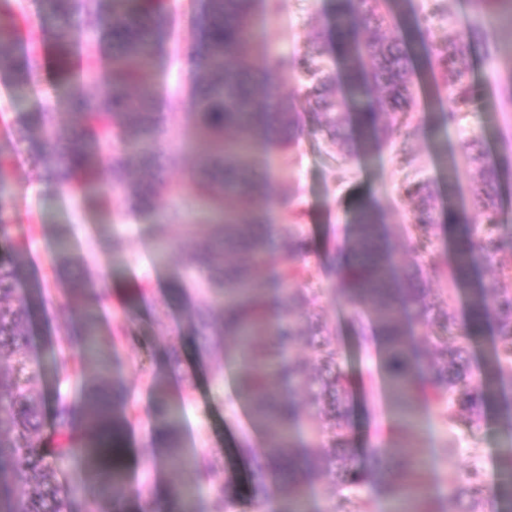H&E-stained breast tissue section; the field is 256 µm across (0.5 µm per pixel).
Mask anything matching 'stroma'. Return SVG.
Returning a JSON list of instances; mask_svg holds the SVG:
<instances>
[{
  "mask_svg": "<svg viewBox=\"0 0 512 512\" xmlns=\"http://www.w3.org/2000/svg\"><path fill=\"white\" fill-rule=\"evenodd\" d=\"M15 16L20 43L41 45V77L37 94L18 100L8 77L0 75V153L9 157L12 195L8 201L12 219L7 239H0V257L25 250L27 258L18 270L17 300L28 303L30 354L42 367L35 389L44 400V443L64 444L53 419L57 396L77 401L82 384L102 379L121 380L136 417L126 443L130 454L125 468L128 488L122 497L125 512H147L149 492L196 484L193 512H211L209 483L193 471L172 466L155 457L150 446L156 423L151 380L163 381L168 401L182 405L181 451L204 458L239 493L238 512H281L283 488L261 466L263 432L250 418L238 396L236 369L229 356L233 338L202 349L189 311L220 301L219 293L192 292L184 300L171 286L185 275L186 257L213 231V215L206 202H198L190 221L169 227L172 247L159 252L149 220L129 215L122 200L109 197L108 163L98 164L93 174L63 191L41 179L44 160L29 149L37 137L38 107L49 102L55 123L75 124L68 107L69 84L60 79L52 62L49 34L37 18L36 0H22ZM172 10L170 35L155 63L153 78L159 92L161 124L168 127L167 145L178 151L179 161L166 168L171 183L187 179L203 147L197 136L194 112L196 68L190 52L198 41L201 0H168ZM477 28L465 60L470 73L472 101L464 120L444 123L448 88L433 78L425 49L436 42ZM389 34L411 40L415 107L409 114V131L379 149L354 142L341 154L322 130L299 90L296 78L279 83L280 93L292 99L299 111L303 132L284 151H256L258 173L268 181L270 193L292 186L300 197L298 230L308 243L302 262L313 276L301 282L308 303L305 323H319L332 347L339 350L341 365L350 380L352 445L404 448L424 462L421 494L447 501L462 472L479 464L489 483L502 477L500 460L512 446V413L492 407L477 428L451 431L437 408L424 398L413 401L416 424L406 441H398L387 386L374 355V325H352L353 307L342 290L341 277L325 275L333 253L343 250L350 237L354 207L373 202L383 215L384 230L400 268L420 269L429 281L428 299L443 308L449 288L436 275L430 256L447 253L454 242L456 222L483 223L484 217L471 198L476 170L467 144L478 140L490 161L503 162L495 198L500 231L512 237V100H507L502 78L512 67V16L504 14L487 22L474 0H403L395 12ZM257 45L282 57H299L335 38L333 0H282L275 18L256 14L251 28ZM430 184L435 195V226L423 236L414 219L415 198L408 195L410 182ZM71 243L67 260L56 257V240ZM103 288L97 326L99 347L111 359L110 374L99 377L94 367L73 373L62 370L58 352L67 338L82 329L79 292L85 283Z\"/></svg>",
  "mask_w": 512,
  "mask_h": 512,
  "instance_id": "1",
  "label": "stroma"
}]
</instances>
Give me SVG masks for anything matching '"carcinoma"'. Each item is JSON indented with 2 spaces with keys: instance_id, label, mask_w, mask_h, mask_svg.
<instances>
[{
  "instance_id": "carcinoma-1",
  "label": "carcinoma",
  "mask_w": 512,
  "mask_h": 512,
  "mask_svg": "<svg viewBox=\"0 0 512 512\" xmlns=\"http://www.w3.org/2000/svg\"><path fill=\"white\" fill-rule=\"evenodd\" d=\"M42 16L54 21L51 39L62 75L70 73L72 60L87 59L83 75L69 88L71 107L80 126L94 132L99 148L110 152L112 191L122 196L131 213L153 219L154 237L168 240V227L184 222L191 203L206 199L218 215L208 241L188 257L187 266L196 271L210 288L224 291L228 300L204 305L195 313L202 336H232L238 349L232 354L237 364L241 396L247 401L255 421L270 430L266 455L273 474L286 470L283 512H305L304 490L296 478L294 464L302 470L319 469L336 488V512H370L363 497L364 485L384 482L391 497L407 502L421 480L418 461L397 470H367L358 464L348 448V380L340 370L339 351L330 347L318 326L309 329L307 342L320 362L322 371L309 374L307 364L293 357L291 347L299 337L304 295L297 288L307 274L293 262L282 265L271 280L261 282L253 270L264 264L270 230L264 210L269 201L267 180L251 168V155L258 142L266 149L284 147L296 136L299 118L293 102L282 97L277 82L300 70L307 77L306 98L312 112L341 148L351 135L345 132L349 117L362 139L379 147L404 127L403 118L413 102L409 79L410 54L399 36L386 34L387 15L396 0H335V25L340 34L336 54L346 64L351 94L365 103L350 112V106L336 88L333 72L322 65L321 47L302 59H266L262 69L249 64L256 50L249 25L259 9L274 18L280 0H203L197 55V88L194 109L198 135L206 143L189 184L181 192L175 209L156 210L158 197L171 191L161 175L150 181L135 179L133 164L161 169L158 140L156 89L151 73L167 29L168 17L142 0H38ZM14 5L0 0V73H8L15 87L26 91L39 83L40 52L32 43L20 48L11 21ZM83 15L102 17L96 38H83L76 19ZM468 42L462 36L436 45L427 64L448 80L452 92L448 111L450 122L461 121L471 102V85L465 67ZM98 86L95 97L83 89ZM36 153L53 152L55 162L44 170L51 182L74 183L95 167L100 155L84 147L64 145L70 140L55 127L50 113L42 110ZM472 161L477 166L472 201L483 209L486 224L476 229L470 224L456 226L454 249L448 257H436L434 270L448 278V310L440 311V333L424 337L425 348L414 349L401 320L408 306L426 308L428 289L418 274L401 278L400 270L383 243L382 221L370 204H358L351 215V242L345 255L348 276L343 291L352 305L366 304L377 323L382 369L396 406L407 409V401L424 397L438 408L448 428H473L481 422L486 407L498 399L512 409V268L499 266L492 288L470 289V314L458 323L454 313V293L467 284L478 268H488L512 244L498 231L494 196L499 168L485 161L483 150L474 142ZM407 193L418 199L417 223L424 232L433 226V191L424 183L409 185ZM278 204L290 224L285 227L288 256L307 251L304 238L291 221L298 215V196L290 187L282 189ZM234 254V263H218ZM24 257L16 254L0 263V364L7 363L13 376L0 372V512H72L74 488L53 476L55 464L76 450L84 452L90 487L85 499L86 512H100V490L106 477L116 484L122 476L125 432L130 425L124 387L116 382L106 390L97 385L84 387L82 399L71 403L60 397L56 402L55 424L69 431L65 448H44L43 402L32 392L39 370L29 357L30 336L24 329L25 304H4L14 297L17 268ZM275 289L288 307L285 315L266 316L264 295ZM98 295H89L80 317L84 332L71 356L106 368L98 357L92 328L97 321ZM494 323L497 336L488 353L483 375L475 374L470 363L471 343L482 337L488 323ZM430 358L426 372L417 370L420 357ZM273 375L304 391L312 406H319L324 395L334 402L332 430L318 435L311 448L301 452L294 442L299 426L293 398L281 397L266 384ZM158 444L173 457L178 448L176 413L155 429ZM196 471L205 475L213 491L211 512H236L238 498L233 486L207 464L193 461ZM452 512H507L512 496L505 488L487 483L483 470L473 465L463 472L448 495Z\"/></svg>"
}]
</instances>
